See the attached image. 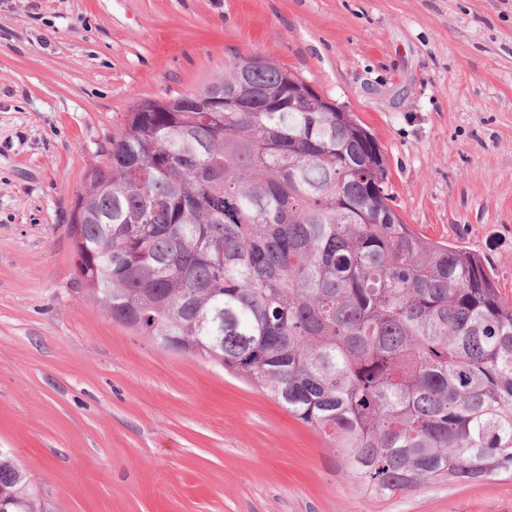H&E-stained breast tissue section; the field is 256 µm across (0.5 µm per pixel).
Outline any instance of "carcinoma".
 <instances>
[{"label":"carcinoma","instance_id":"obj_1","mask_svg":"<svg viewBox=\"0 0 512 512\" xmlns=\"http://www.w3.org/2000/svg\"><path fill=\"white\" fill-rule=\"evenodd\" d=\"M247 83L249 112L200 98ZM368 127L236 56L139 99L77 196L74 279L159 347L213 362L324 436L378 500L512 474V303L478 254L392 207ZM48 512L0 451V496Z\"/></svg>","mask_w":512,"mask_h":512}]
</instances>
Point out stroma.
Wrapping results in <instances>:
<instances>
[{
	"label": "stroma",
	"mask_w": 512,
	"mask_h": 512,
	"mask_svg": "<svg viewBox=\"0 0 512 512\" xmlns=\"http://www.w3.org/2000/svg\"><path fill=\"white\" fill-rule=\"evenodd\" d=\"M236 54L376 135L393 207L512 300V0H0V450L52 512H512V478L374 500L247 381L113 322L68 224L138 99Z\"/></svg>",
	"instance_id": "obj_1"
}]
</instances>
